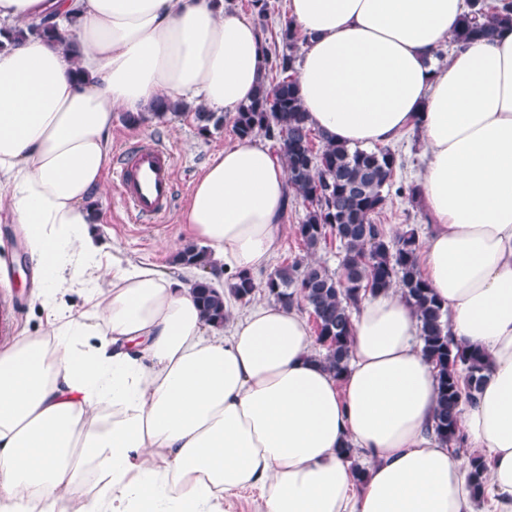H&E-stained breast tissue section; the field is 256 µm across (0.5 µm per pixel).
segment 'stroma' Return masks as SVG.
<instances>
[{
  "label": "stroma",
  "instance_id": "35a3bbf8",
  "mask_svg": "<svg viewBox=\"0 0 512 512\" xmlns=\"http://www.w3.org/2000/svg\"><path fill=\"white\" fill-rule=\"evenodd\" d=\"M146 138L157 140L172 150L175 186V205L172 211L156 223L131 222L115 188L111 187L101 203L102 222L99 231L104 237L108 252L156 266L166 272L173 264V257L163 250L162 241L187 244L185 227L180 218L189 202L195 182L209 159L224 147L236 143L237 138L232 127L228 125L218 133L200 135L192 115L189 114L177 117L172 124L150 122L138 127L126 126L123 121L118 120L112 126V152L117 155L130 150L137 142ZM304 212L302 201L292 200L288 208L287 223L281 231L275 263L294 259L305 262L313 258L330 270H337L339 249L336 241H329L312 257L299 244L293 226L301 221ZM378 221L384 224L388 236L391 237L412 228L423 238L430 230L422 205L395 195L387 200ZM33 280L34 269L26 252L21 225L11 223L9 217L0 218V293L17 301L14 328L18 331L36 332L42 320L41 312L30 306L29 290Z\"/></svg>",
  "mask_w": 512,
  "mask_h": 512
}]
</instances>
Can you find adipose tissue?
Returning <instances> with one entry per match:
<instances>
[{
    "label": "adipose tissue",
    "instance_id": "adipose-tissue-1",
    "mask_svg": "<svg viewBox=\"0 0 512 512\" xmlns=\"http://www.w3.org/2000/svg\"><path fill=\"white\" fill-rule=\"evenodd\" d=\"M464 10L286 0L281 22L308 36L297 92L325 140L420 133L419 263L453 338L487 354L458 418L487 463L478 490L428 433L437 381L399 289L366 294L337 377L298 308L256 300L217 327L196 271L102 261L117 113L236 112L266 73L260 29L228 0H0V28L46 18L68 35L0 40V213L23 227L46 314L39 335L0 345V512H224L248 489L259 512H512V26L456 45ZM288 181L258 139L211 157L182 218L208 280L269 267Z\"/></svg>",
    "mask_w": 512,
    "mask_h": 512
}]
</instances>
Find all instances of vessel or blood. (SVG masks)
<instances>
[{"label":"vessel or blood","instance_id":"1","mask_svg":"<svg viewBox=\"0 0 512 512\" xmlns=\"http://www.w3.org/2000/svg\"><path fill=\"white\" fill-rule=\"evenodd\" d=\"M112 181L132 222H158L174 201L172 152L161 143L139 141L112 170Z\"/></svg>","mask_w":512,"mask_h":512}]
</instances>
